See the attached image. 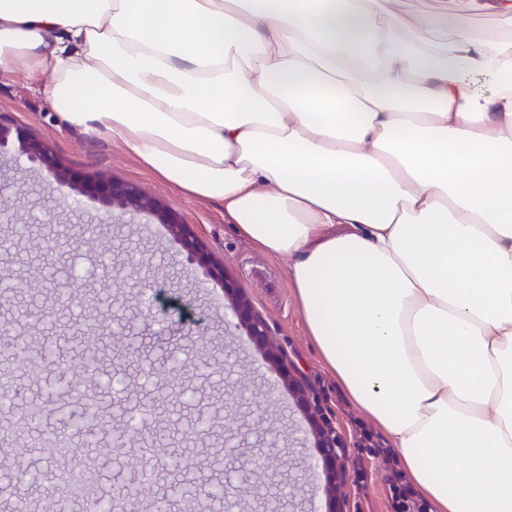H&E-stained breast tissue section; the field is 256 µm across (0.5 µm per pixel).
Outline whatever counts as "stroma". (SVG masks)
I'll list each match as a JSON object with an SVG mask.
<instances>
[{"label":"stroma","mask_w":512,"mask_h":512,"mask_svg":"<svg viewBox=\"0 0 512 512\" xmlns=\"http://www.w3.org/2000/svg\"><path fill=\"white\" fill-rule=\"evenodd\" d=\"M0 122L25 127L69 171L134 182L179 214L207 242L214 257L223 261L226 273L242 284L289 360L322 397L358 475L357 483L347 490V512H391L387 467L381 459L359 451L358 426L365 418L346 398L306 333L288 281L287 258L252 249L226 224L223 206L183 197L144 170L120 144L61 129L55 113L31 91L26 75L0 80ZM0 174L10 182L14 198L12 210L0 214V239L11 237L14 226L28 224L34 235L48 238L54 247L52 254L39 256L29 241H15L10 253L0 252V266H11L28 279L43 276L46 265L69 260L86 295L117 301L116 324L139 347L140 355L130 357L120 343L108 338L98 340L101 367L119 382L118 387L101 392V404L133 427L164 430L175 452L191 461L186 471L157 465L156 492L168 493L184 479L206 486L224 476L234 487L228 512H240L247 504L253 512H262L263 495L279 492L287 478L298 477L302 465L301 459L276 446L274 439L287 437L290 425H305L306 417L287 395L268 399L267 386L278 375L249 336L226 326L221 289L204 283L198 267L176 255L163 225L101 221V233L110 244L103 257L84 244L85 224L100 221L98 202L86 198L67 206L46 172L32 169L23 156ZM118 266L124 267L125 279L112 277V268ZM143 277L154 281L164 298L147 317L134 308L137 291L132 282ZM180 300L190 302L195 325L210 341L207 351H198L193 337L183 329L176 306ZM80 313L77 307L59 308L42 325L45 335L59 339L61 358L68 367L82 362V350L71 340V321ZM158 384L169 385V396L157 417L141 419L139 406L153 399ZM201 415L213 419V428L185 439L184 427ZM253 447L267 449L270 460L264 472L248 479L239 465Z\"/></svg>","instance_id":"obj_1"}]
</instances>
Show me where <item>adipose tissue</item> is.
<instances>
[{"label": "adipose tissue", "instance_id": "1", "mask_svg": "<svg viewBox=\"0 0 512 512\" xmlns=\"http://www.w3.org/2000/svg\"><path fill=\"white\" fill-rule=\"evenodd\" d=\"M392 2L0 0V79L287 257L434 512H512V0Z\"/></svg>", "mask_w": 512, "mask_h": 512}]
</instances>
